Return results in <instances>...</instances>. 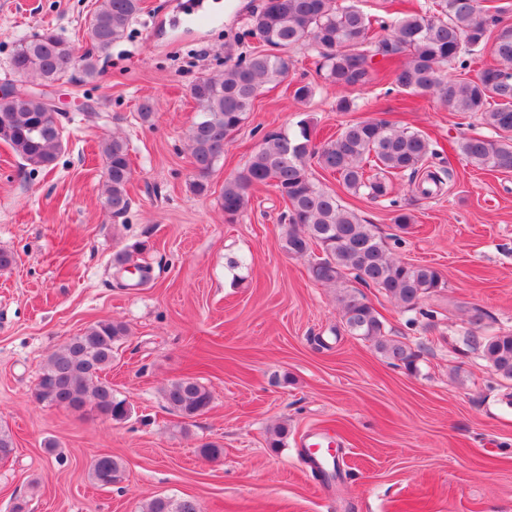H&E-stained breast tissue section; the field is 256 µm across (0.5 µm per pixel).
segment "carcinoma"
Here are the masks:
<instances>
[{
  "instance_id": "1",
  "label": "carcinoma",
  "mask_w": 512,
  "mask_h": 512,
  "mask_svg": "<svg viewBox=\"0 0 512 512\" xmlns=\"http://www.w3.org/2000/svg\"><path fill=\"white\" fill-rule=\"evenodd\" d=\"M141 9L142 0H102L90 22L91 48L80 58L47 30L18 42L11 69L24 85L49 86L71 68L77 70V80L93 79L100 73V58ZM501 13L487 0H434L431 13L385 9L381 15L365 12L359 0L340 5L337 0H262L237 40L249 36L264 48H253L223 72L201 77L190 88L201 108L188 136L193 191L208 192V178L224 157L226 139L245 123L264 86L287 79L289 63L283 53L305 43L318 53L320 75L341 92L336 111H356L358 103L351 93L372 83L375 65L403 58L405 62L394 71L398 90L432 94L456 112L479 116L484 125L482 131L461 134L454 150L480 170L512 172V23L504 22ZM491 38L497 64L484 68L474 79L447 73L467 68L468 57ZM267 46L279 53L268 52ZM297 127L291 134H264L244 167L224 179L220 197L224 221L238 220L253 190L274 186L287 207L281 216L283 250L303 257L319 248L322 256L310 264L309 275L339 290L337 301L346 331L370 341L391 364L412 370L417 351L389 336L379 313L357 286L376 288L405 311L428 318L420 303L445 287L443 276L433 266L395 258L371 225L362 223L336 194L315 181L308 161L317 159L320 168L338 175L352 194L388 201L393 223L400 229L413 222V215L393 198V179L408 177L417 193L428 198L451 180L452 170L429 169L428 163L440 151L418 130L381 120L359 121L316 145L307 121H299ZM0 141L8 143L23 165L33 170L55 167L63 150L62 127L44 93L33 91L21 101L0 98ZM100 150L105 161L106 205L112 216L120 217L130 207L128 146L114 135L102 141ZM134 250L141 253L144 248L138 244L131 251L113 253L112 267L124 269L133 261ZM352 281L356 285H350ZM128 335L124 323L103 320L72 337L47 356L35 387L36 400L77 412L90 409L114 421L128 419L129 403L103 377ZM464 341L496 377L512 381L511 331L469 333ZM163 398L168 409L184 419L201 415L211 403L210 392L193 377L172 381ZM123 473L122 461L111 455L98 457L90 465L91 477L100 487L121 482ZM141 512H199V508L191 498L173 501L157 496L143 503Z\"/></svg>"
}]
</instances>
